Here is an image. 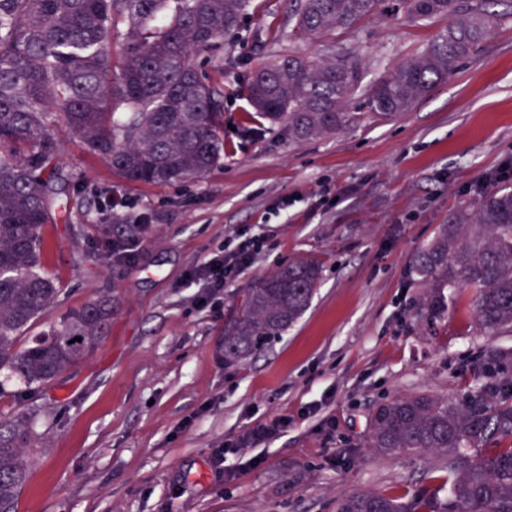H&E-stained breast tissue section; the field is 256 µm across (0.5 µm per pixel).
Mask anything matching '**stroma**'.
Segmentation results:
<instances>
[{
    "label": "stroma",
    "mask_w": 512,
    "mask_h": 512,
    "mask_svg": "<svg viewBox=\"0 0 512 512\" xmlns=\"http://www.w3.org/2000/svg\"><path fill=\"white\" fill-rule=\"evenodd\" d=\"M476 53L402 116L384 120L363 93L442 29L407 19L399 0L353 29L295 39L290 0H251L239 27L200 58L224 91V155L194 181H125L71 142V214L45 225V270L60 290L47 322L103 295L117 307L105 338L43 391L0 394V422L25 418L35 452L15 512H336L358 491L413 495L438 485L434 452L369 445L382 401L458 396L482 386L512 404L506 373L486 374L512 335H483L470 292L444 317L419 309L412 254L471 208L481 182L512 160V0ZM293 52L355 58L362 91L336 132L303 142L250 118L245 87L260 63ZM131 231L97 233L112 197ZM263 238L217 308L196 303L186 270L237 235ZM134 244L132 261L113 241ZM322 266L305 314L251 359L224 361V323L248 288L292 260ZM286 416L279 437L227 455V439Z\"/></svg>",
    "instance_id": "1"
}]
</instances>
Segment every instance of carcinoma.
<instances>
[{
  "mask_svg": "<svg viewBox=\"0 0 512 512\" xmlns=\"http://www.w3.org/2000/svg\"><path fill=\"white\" fill-rule=\"evenodd\" d=\"M250 0H0V393L11 381L36 392L83 359L112 319L106 296L72 310L38 336L22 335L59 289L44 271L42 227L70 212L71 175L59 166L68 140L135 183L203 176L224 155V95L200 74L199 55L238 27ZM381 0H301L294 36L347 31ZM413 19L449 21L428 47L367 90L366 104L392 119L407 112L474 53L496 14L467 0H404ZM122 49L119 67L112 47ZM361 73L349 57L288 54L260 63L246 86L257 117L286 123L288 139L336 131ZM412 268L423 305L440 317L453 290H471L477 327L512 330V183L485 192L471 213L442 225ZM320 267L299 258L259 281L224 332V361L241 362L309 307ZM24 420L0 425V512H13L27 478ZM494 440L496 448L485 444ZM370 446L382 453L436 451L447 498L358 492L336 512H512V404L482 388L448 398H394L373 415Z\"/></svg>",
  "mask_w": 512,
  "mask_h": 512,
  "instance_id": "obj_1",
  "label": "carcinoma"
}]
</instances>
